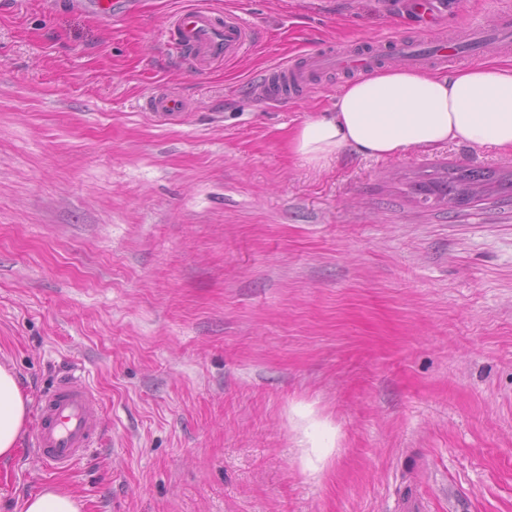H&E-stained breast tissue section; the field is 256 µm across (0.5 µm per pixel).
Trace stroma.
<instances>
[{"mask_svg": "<svg viewBox=\"0 0 512 512\" xmlns=\"http://www.w3.org/2000/svg\"><path fill=\"white\" fill-rule=\"evenodd\" d=\"M195 0H0V364L33 403L79 375L100 439L70 470L30 440L0 512L45 485L85 512H512V202L412 194L512 172L454 142L323 168L289 133L343 75L277 107L261 71L315 46L433 38L512 0H207L255 52L193 71L160 43ZM163 90L187 110L157 121ZM120 1L133 0H95L93 8L101 23L115 26L119 21L125 19L126 11L122 6L124 2ZM508 186L507 195L512 199V174L494 178L490 174L467 167H455L426 175L416 184V193L421 202L428 204L432 199L436 203L451 202V207H460L484 199L494 193L498 187ZM497 187V188H496Z\"/></svg>", "mask_w": 512, "mask_h": 512, "instance_id": "obj_1", "label": "stroma"}]
</instances>
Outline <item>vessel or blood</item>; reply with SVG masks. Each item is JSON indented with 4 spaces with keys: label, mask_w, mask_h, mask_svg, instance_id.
<instances>
[{
    "label": "vessel or blood",
    "mask_w": 512,
    "mask_h": 512,
    "mask_svg": "<svg viewBox=\"0 0 512 512\" xmlns=\"http://www.w3.org/2000/svg\"><path fill=\"white\" fill-rule=\"evenodd\" d=\"M94 11L100 22L112 26L125 17L120 0H95ZM257 38L255 26L243 15L197 5L173 16L163 49L203 73L223 62L250 55ZM509 47L512 10L506 8L499 10L492 29L472 25L459 37L385 38L367 46L311 50L267 68L258 83L265 91L266 101L285 104L302 93L324 88L328 75L366 72L388 54L405 64L420 66L430 61L453 63L483 50ZM146 109L155 118L174 120L184 112L185 102L176 94L162 92L148 99ZM101 420L100 401L81 377H61L41 400L31 444L46 467L68 470L92 447Z\"/></svg>",
    "instance_id": "vessel-or-blood-1"
}]
</instances>
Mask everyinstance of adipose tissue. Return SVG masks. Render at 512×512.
<instances>
[{"instance_id":"obj_1","label":"adipose tissue","mask_w":512,"mask_h":512,"mask_svg":"<svg viewBox=\"0 0 512 512\" xmlns=\"http://www.w3.org/2000/svg\"><path fill=\"white\" fill-rule=\"evenodd\" d=\"M448 142L512 151V63L484 61L451 74L379 68L346 82L332 110L293 130L289 150L323 167L346 154L399 157ZM30 399L0 365V458L19 448ZM76 494L50 485L16 512H82Z\"/></svg>"}]
</instances>
